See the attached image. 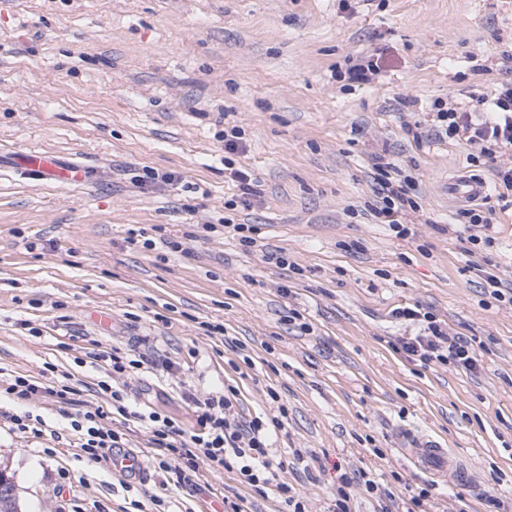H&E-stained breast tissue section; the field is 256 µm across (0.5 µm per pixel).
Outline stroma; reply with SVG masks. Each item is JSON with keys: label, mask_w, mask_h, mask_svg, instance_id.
Returning a JSON list of instances; mask_svg holds the SVG:
<instances>
[{"label": "stroma", "mask_w": 512, "mask_h": 512, "mask_svg": "<svg viewBox=\"0 0 512 512\" xmlns=\"http://www.w3.org/2000/svg\"><path fill=\"white\" fill-rule=\"evenodd\" d=\"M505 50L512 0H0V374L48 385L67 374L80 391L74 405L0 402V469L23 512H128L157 490L147 430L129 429L137 477L88 461L72 439L71 415L98 402L97 346L177 362L124 390L188 431L185 390L235 386L245 417L278 391L288 415L273 450H311L308 469L285 475L308 512H331L340 474L361 472L405 501L427 490L422 512H486L490 496L512 512V305L470 267L512 280V208L496 213L495 245L466 253L448 178L492 172L465 140L412 135L434 102L493 94ZM371 56L379 73L348 80ZM234 124L245 149L228 155ZM33 151L83 163L89 181L25 171L18 159ZM378 152L416 180L404 239L366 209ZM151 171L177 180L147 182ZM240 171L261 191L244 205L232 202ZM225 216L252 226L258 247L202 231ZM279 250L288 266L269 262ZM414 305L471 338L476 370L392 349L417 334L395 316ZM27 411L41 434L12 429ZM403 428L460 455L468 480L415 469L395 449ZM168 495L197 512L236 497L282 512L229 472Z\"/></svg>", "instance_id": "1"}]
</instances>
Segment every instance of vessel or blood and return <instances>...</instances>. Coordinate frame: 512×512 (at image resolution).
Segmentation results:
<instances>
[{
  "label": "vessel or blood",
  "mask_w": 512,
  "mask_h": 512,
  "mask_svg": "<svg viewBox=\"0 0 512 512\" xmlns=\"http://www.w3.org/2000/svg\"><path fill=\"white\" fill-rule=\"evenodd\" d=\"M22 166L36 171L49 180L84 181L85 172L78 165L60 168L54 156L45 152H30L21 159ZM487 191L486 181L467 176L454 178L448 185L453 204L462 205L482 198ZM399 453L417 469L432 473L443 482H463L467 473L457 457L433 436L414 430L400 431L397 436Z\"/></svg>",
  "instance_id": "b4317fda"
}]
</instances>
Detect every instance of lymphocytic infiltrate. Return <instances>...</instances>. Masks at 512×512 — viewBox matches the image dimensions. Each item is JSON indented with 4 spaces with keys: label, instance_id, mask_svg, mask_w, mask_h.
<instances>
[{
    "label": "lymphocytic infiltrate",
    "instance_id": "f902f5d3",
    "mask_svg": "<svg viewBox=\"0 0 512 512\" xmlns=\"http://www.w3.org/2000/svg\"><path fill=\"white\" fill-rule=\"evenodd\" d=\"M432 128L435 136L462 138L478 149L480 156L491 164L499 201L505 203L512 199L511 82L501 85L494 97L476 98L466 109L437 103ZM373 170L375 202L370 208L371 216L375 223L389 225L396 228L398 235L408 236L406 220L419 208L413 197L414 177L400 176L379 154L374 157ZM395 315L424 325L421 333L394 342L395 351L423 363L435 361L467 371L475 369L478 359L471 343L464 337L449 335L431 313L405 307L397 309ZM92 360L106 373L105 380L99 381L96 389L102 402L93 409L76 413L71 428L86 459L94 463L108 460L112 449L128 444L125 432L111 426L114 417L139 423L148 430L153 449L151 464L165 476L157 493L151 497L152 512H170L169 483L195 485L204 468L236 473L242 483L257 493L274 492L284 512H306L303 494L283 478L289 464H306L305 451L294 449L292 461L286 462L270 449L271 432L283 429L287 416V408L280 404L275 390H268L267 395L277 407L276 415L258 416L248 421L239 415L235 387H225L215 394L188 393L198 426L195 433L188 435L173 418L133 406L126 393L118 388L120 379L144 367L145 355L113 347L93 353ZM0 393L16 403L49 398L70 404L78 390L66 382L45 387L32 378L14 376L0 383Z\"/></svg>",
    "mask_w": 512,
    "mask_h": 512
}]
</instances>
